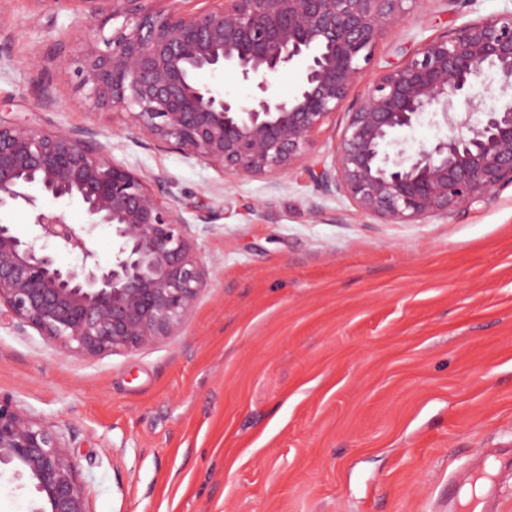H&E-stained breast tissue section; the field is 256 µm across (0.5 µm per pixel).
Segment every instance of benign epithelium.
Wrapping results in <instances>:
<instances>
[{"mask_svg":"<svg viewBox=\"0 0 512 512\" xmlns=\"http://www.w3.org/2000/svg\"><path fill=\"white\" fill-rule=\"evenodd\" d=\"M408 1L426 2L220 0L165 12L154 0H32L44 14L71 6L90 25L106 11L124 18L77 60L79 89L95 109L124 110L157 146L232 175L286 173L346 108L319 182L383 224L452 214L512 186V12L427 41L349 100L379 40L406 20ZM290 66L300 68L297 88L280 99L271 79ZM201 72L250 82L254 93L243 103L200 83ZM478 83L501 104L481 108ZM426 113L441 116L448 138L409 155L397 134ZM44 198L80 203L86 223H68ZM4 207L24 209L33 234L0 224V307L64 352H135L176 336L206 287L177 209L92 131L0 122ZM100 226L111 234L105 264L91 245ZM59 251L80 264L60 266ZM2 464L33 483L36 512H90L60 434L0 396Z\"/></svg>","mask_w":512,"mask_h":512,"instance_id":"7a95c632","label":"benign epithelium"}]
</instances>
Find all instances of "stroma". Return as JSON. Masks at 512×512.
Listing matches in <instances>:
<instances>
[{"instance_id": "stroma-1", "label": "stroma", "mask_w": 512, "mask_h": 512, "mask_svg": "<svg viewBox=\"0 0 512 512\" xmlns=\"http://www.w3.org/2000/svg\"><path fill=\"white\" fill-rule=\"evenodd\" d=\"M511 10L428 0L365 78ZM91 40L75 10L5 0L0 120L107 136L117 161L160 178L207 272L179 335L136 352L63 353L0 315V394L63 435L91 512H431L474 450L512 444L511 186L380 223L318 186L340 111L286 174H224L91 108L72 65ZM37 499L0 471V512Z\"/></svg>"}]
</instances>
